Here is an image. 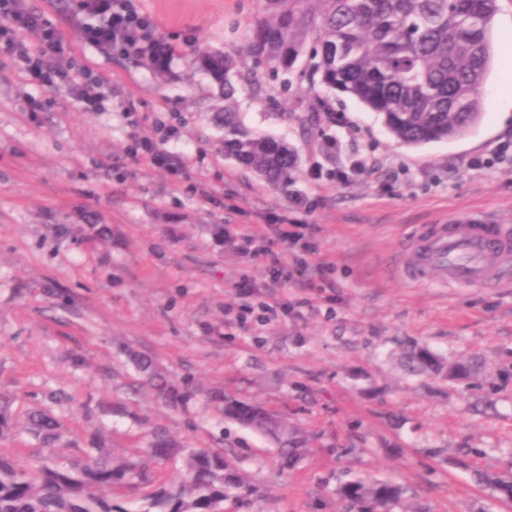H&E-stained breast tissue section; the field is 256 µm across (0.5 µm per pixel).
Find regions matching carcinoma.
<instances>
[{"label": "carcinoma", "instance_id": "obj_1", "mask_svg": "<svg viewBox=\"0 0 512 512\" xmlns=\"http://www.w3.org/2000/svg\"><path fill=\"white\" fill-rule=\"evenodd\" d=\"M500 0H265L251 23L245 54L273 72H294L308 55L299 77L349 95L378 113L397 140L418 145L461 137L478 121L481 89L493 52L492 30ZM311 50H306L307 41ZM195 61L220 87L224 110V154L270 184L288 186L296 155L287 145L245 129L235 111L237 83L247 80L243 58L200 48ZM157 398L175 406L187 392L140 358ZM412 376L439 375L467 383L477 372L471 360L444 362L428 347L405 354ZM224 417L271 440L283 463L309 447V439L287 418L265 407L219 393L212 396ZM11 399L0 395V438L26 432L38 445L25 467L0 451V512H129L116 495L151 487L141 512H224L230 496L248 499L258 490L234 471L221 449L184 448L156 431L144 456L116 461L102 441L90 436L82 456L59 460L62 424L48 408L16 420ZM179 456V473L159 479L147 460ZM496 498L512 502V475L478 473ZM345 512H392L403 488L391 481L350 479L337 489Z\"/></svg>", "mask_w": 512, "mask_h": 512}]
</instances>
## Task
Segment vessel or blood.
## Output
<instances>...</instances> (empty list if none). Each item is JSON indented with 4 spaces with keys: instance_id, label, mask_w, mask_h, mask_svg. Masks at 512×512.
Returning <instances> with one entry per match:
<instances>
[{
    "instance_id": "b4317fda",
    "label": "vessel or blood",
    "mask_w": 512,
    "mask_h": 512,
    "mask_svg": "<svg viewBox=\"0 0 512 512\" xmlns=\"http://www.w3.org/2000/svg\"><path fill=\"white\" fill-rule=\"evenodd\" d=\"M511 266L512 225L490 223L471 211L411 236L398 260L404 281L445 288L497 286Z\"/></svg>"
}]
</instances>
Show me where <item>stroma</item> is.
Segmentation results:
<instances>
[{
	"instance_id": "obj_1",
	"label": "stroma",
	"mask_w": 512,
	"mask_h": 512,
	"mask_svg": "<svg viewBox=\"0 0 512 512\" xmlns=\"http://www.w3.org/2000/svg\"><path fill=\"white\" fill-rule=\"evenodd\" d=\"M105 79L103 108L83 111L66 89L29 82L0 58V392L17 413L52 406L68 436L95 432L114 453L165 428L191 448L223 445L263 495L224 512H339L336 489L354 477L395 481L417 512H512L464 469L434 457L476 449L478 467L512 473L511 284L414 287L395 271L401 244L460 211L512 225V0L495 18V53L482 92L501 106L463 137L398 143L354 98L323 90L341 124H308L305 87L246 66L261 93L240 91L246 127L292 146L294 182L267 184L224 154L214 115L223 100L192 63L197 49L243 50L262 0H139L176 47L166 71L83 42L90 19L75 0H27ZM46 102L38 122L29 99ZM177 123L179 176L131 156L132 137L157 120ZM480 159L481 167L467 163ZM365 170L337 179L356 160ZM205 186L208 197L190 193ZM304 197L305 208L292 206ZM304 225L306 263L324 262L326 288L272 281L265 258L242 255V235L268 216ZM112 234L102 240L101 226ZM248 274L272 306L298 315L240 323L232 283ZM484 363L472 391L406 376L409 343ZM152 357L196 391L171 409L131 394L140 375L128 351ZM221 388L263 403L313 437L311 453L277 469L264 437L207 402ZM124 401L123 416L102 404Z\"/></svg>"
}]
</instances>
